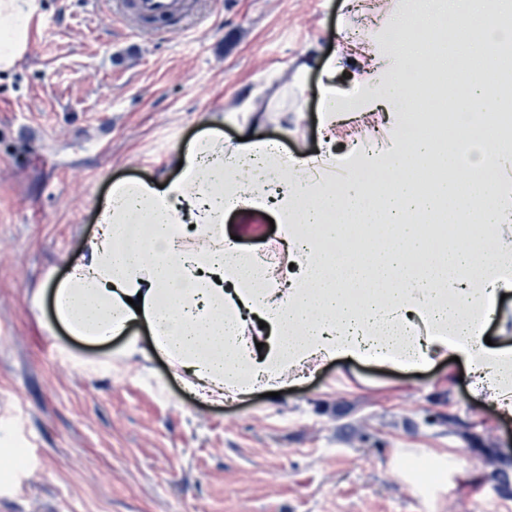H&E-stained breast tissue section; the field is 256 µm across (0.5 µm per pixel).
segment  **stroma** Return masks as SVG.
Masks as SVG:
<instances>
[{
  "label": "stroma",
  "mask_w": 512,
  "mask_h": 512,
  "mask_svg": "<svg viewBox=\"0 0 512 512\" xmlns=\"http://www.w3.org/2000/svg\"><path fill=\"white\" fill-rule=\"evenodd\" d=\"M390 0H191L184 32L141 37L90 0H41L25 56L0 76V454L27 462L0 478V512H512L495 477L512 457V416L475 400L459 364L390 370L338 362L279 396L220 404L190 394L165 359L118 361L123 338L94 346L42 327L30 300L96 230L114 182L173 179L216 108L256 93L276 112L224 120L241 138L346 165L384 107L358 101L380 80L377 23ZM332 58L327 75L316 58ZM354 104L324 133V95ZM270 200L224 214L242 250L279 243ZM444 472L422 491L399 464Z\"/></svg>",
  "instance_id": "stroma-1"
}]
</instances>
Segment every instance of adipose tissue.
<instances>
[{
	"mask_svg": "<svg viewBox=\"0 0 512 512\" xmlns=\"http://www.w3.org/2000/svg\"><path fill=\"white\" fill-rule=\"evenodd\" d=\"M39 0H0V74L11 72L29 45ZM454 29L467 32L451 58L428 57L426 31L409 19L383 56L386 81L374 95L393 110L403 102L400 66L462 67L485 51L481 27H498L486 0H448ZM445 107L474 126L497 116L499 92L470 80L443 89ZM460 164L454 141L413 138L391 160L393 175L373 193L346 184L331 193L311 180L309 163L253 144L224 155V113L214 110L179 158L177 179L117 182L98 231L52 281L54 320L71 336L100 344L126 337L123 358L164 356L176 377L204 400L220 402L256 386L287 387L338 360H372L393 368L431 366L459 358L473 392L512 415V336L486 344L487 322L512 293V208L494 191L504 162L498 146L471 139ZM429 168L427 195L410 174ZM276 190L286 262L274 266L224 241V213L241 196ZM447 213L438 233L432 211ZM493 234L497 249L484 253ZM374 242L360 261L338 264L325 245ZM141 297L140 308L129 300ZM142 324L150 347L131 338Z\"/></svg>",
	"mask_w": 512,
	"mask_h": 512,
	"instance_id": "adipose-tissue-1",
	"label": "adipose tissue"
}]
</instances>
